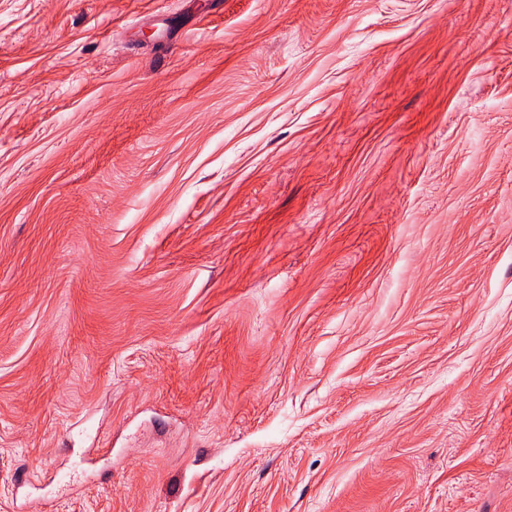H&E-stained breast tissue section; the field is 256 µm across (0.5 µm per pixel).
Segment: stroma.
<instances>
[{
    "mask_svg": "<svg viewBox=\"0 0 512 512\" xmlns=\"http://www.w3.org/2000/svg\"><path fill=\"white\" fill-rule=\"evenodd\" d=\"M0 512H512V0H0Z\"/></svg>",
    "mask_w": 512,
    "mask_h": 512,
    "instance_id": "1",
    "label": "stroma"
}]
</instances>
